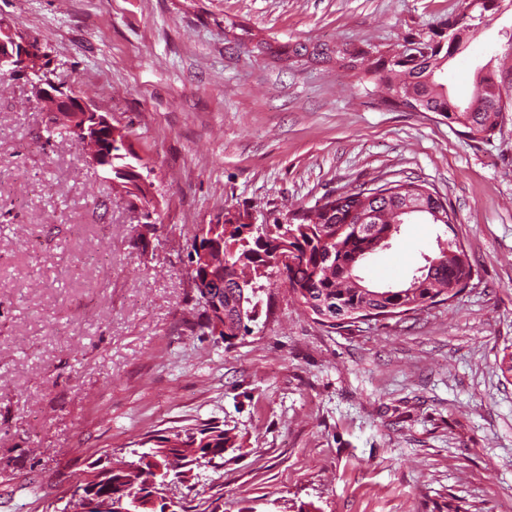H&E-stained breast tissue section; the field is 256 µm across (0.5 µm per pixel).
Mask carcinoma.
Returning <instances> with one entry per match:
<instances>
[{"label": "carcinoma", "instance_id": "obj_1", "mask_svg": "<svg viewBox=\"0 0 512 512\" xmlns=\"http://www.w3.org/2000/svg\"><path fill=\"white\" fill-rule=\"evenodd\" d=\"M447 56L445 49L422 62H398L386 71L369 46L345 52L342 59L346 67L370 76L385 104L398 108L410 103L436 112L461 127L469 139L483 140L497 127L502 103L495 71L488 68L477 76L471 100L462 107L449 100L446 84L437 80ZM125 141L126 134L119 132L112 157L117 167L134 160ZM413 217L452 228V217L437 192L410 179L328 197L320 205L292 213L289 224H243L240 216L224 212V222L209 228L219 243L212 272L224 282V333L219 338L230 346L251 332L249 323L255 321L263 291L258 281H280L277 251L286 245L298 252L297 261L288 267V291L333 330L353 326L361 317L415 312L456 297L473 277L471 259L456 239L447 240L439 255L403 288H370L358 274L368 257L387 246L400 225ZM191 316L200 327L210 328L200 291ZM173 438L177 446L171 448ZM144 444L148 448L126 462L127 469L121 472V485L129 490L153 479L185 482L193 465L210 455L224 458L235 441L229 431L203 424Z\"/></svg>", "mask_w": 512, "mask_h": 512}]
</instances>
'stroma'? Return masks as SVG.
<instances>
[{
    "label": "stroma",
    "instance_id": "obj_1",
    "mask_svg": "<svg viewBox=\"0 0 512 512\" xmlns=\"http://www.w3.org/2000/svg\"><path fill=\"white\" fill-rule=\"evenodd\" d=\"M458 0H0L52 80L126 128L152 170L144 225L77 142L45 143L26 79L0 77V512H53L142 441L215 423L220 467L172 485L188 512H512V67L509 111L473 141L383 104L337 49L443 33ZM512 7L444 67L450 97L503 57ZM306 47L307 56L254 46ZM438 192L476 270L451 301L332 330L286 286L225 345L184 323L200 225L271 224L345 190ZM402 225L363 267L379 287L438 255Z\"/></svg>",
    "mask_w": 512,
    "mask_h": 512
}]
</instances>
